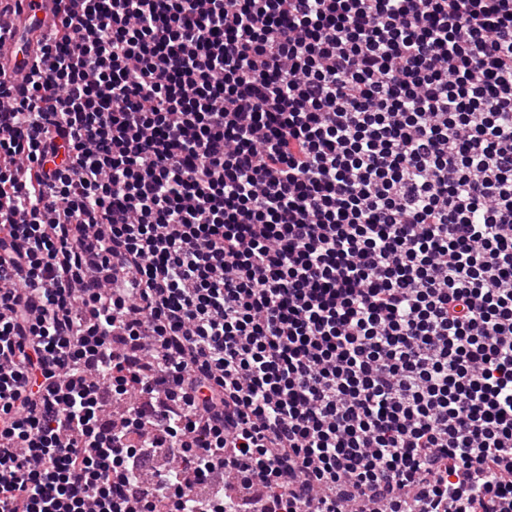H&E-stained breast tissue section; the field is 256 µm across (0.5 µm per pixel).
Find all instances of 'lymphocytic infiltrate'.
I'll return each mask as SVG.
<instances>
[{"mask_svg": "<svg viewBox=\"0 0 512 512\" xmlns=\"http://www.w3.org/2000/svg\"><path fill=\"white\" fill-rule=\"evenodd\" d=\"M55 2L0 512H512V0Z\"/></svg>", "mask_w": 512, "mask_h": 512, "instance_id": "1", "label": "lymphocytic infiltrate"}]
</instances>
